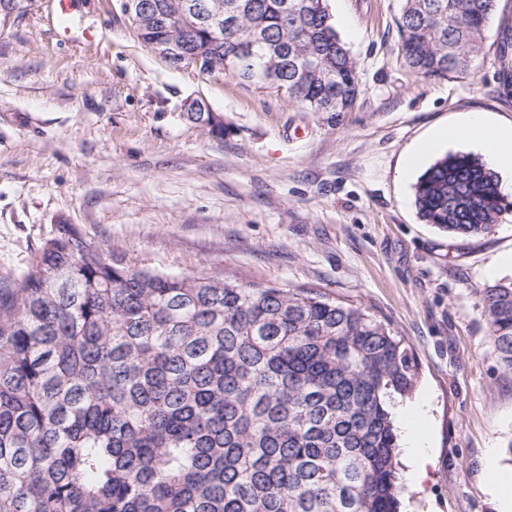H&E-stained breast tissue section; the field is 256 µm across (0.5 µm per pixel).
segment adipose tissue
I'll use <instances>...</instances> for the list:
<instances>
[{"mask_svg": "<svg viewBox=\"0 0 512 512\" xmlns=\"http://www.w3.org/2000/svg\"><path fill=\"white\" fill-rule=\"evenodd\" d=\"M455 138L472 143L494 166L512 175V125H500L480 112H469L451 128L436 131L433 140L416 145L408 156L409 165H416L428 152L434 140Z\"/></svg>", "mask_w": 512, "mask_h": 512, "instance_id": "1", "label": "adipose tissue"}]
</instances>
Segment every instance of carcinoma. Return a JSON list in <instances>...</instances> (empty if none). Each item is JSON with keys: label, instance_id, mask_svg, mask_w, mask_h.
I'll return each instance as SVG.
<instances>
[{"label": "carcinoma", "instance_id": "cac0c4a2", "mask_svg": "<svg viewBox=\"0 0 512 512\" xmlns=\"http://www.w3.org/2000/svg\"><path fill=\"white\" fill-rule=\"evenodd\" d=\"M180 18L199 0H152ZM221 47L161 35L306 112H349L359 73L326 0H206ZM497 0H403L399 56L425 78L476 73ZM498 174L448 154L415 186L427 224L498 222ZM512 370V283L481 291ZM418 368L390 324L315 288L140 267L72 224L0 276V512H399L392 407Z\"/></svg>", "mask_w": 512, "mask_h": 512}]
</instances>
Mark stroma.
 Wrapping results in <instances>:
<instances>
[{
    "instance_id": "35a3bbf8",
    "label": "stroma",
    "mask_w": 512,
    "mask_h": 512,
    "mask_svg": "<svg viewBox=\"0 0 512 512\" xmlns=\"http://www.w3.org/2000/svg\"><path fill=\"white\" fill-rule=\"evenodd\" d=\"M122 0H81L60 35L55 0L0 23V274L27 271L58 222L170 274L318 288L365 308L410 346L432 462L402 467L401 512H500L490 470L512 475V371L492 354L479 292L512 281V195L492 232L458 239L414 204L411 148L464 112L512 123L499 80V0L475 75L403 67L401 0H328L358 64L352 111L303 112L273 89L172 67L134 36ZM224 116L216 135L187 99Z\"/></svg>"
}]
</instances>
